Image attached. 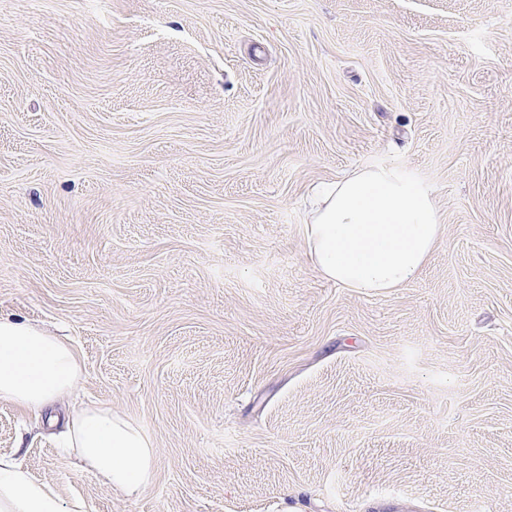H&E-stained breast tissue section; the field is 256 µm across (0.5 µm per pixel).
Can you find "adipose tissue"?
I'll return each instance as SVG.
<instances>
[{
  "label": "adipose tissue",
  "instance_id": "ef3b65f1",
  "mask_svg": "<svg viewBox=\"0 0 512 512\" xmlns=\"http://www.w3.org/2000/svg\"><path fill=\"white\" fill-rule=\"evenodd\" d=\"M442 235L431 188L410 172L376 166L325 184L305 226L309 254L327 281L384 295L413 280ZM82 365L69 343L27 322L0 318V401L30 410L69 394ZM68 447L112 488L136 496L155 476L151 438L102 407L80 409ZM0 512H68L55 488L0 459Z\"/></svg>",
  "mask_w": 512,
  "mask_h": 512
}]
</instances>
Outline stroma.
Here are the masks:
<instances>
[{"mask_svg":"<svg viewBox=\"0 0 512 512\" xmlns=\"http://www.w3.org/2000/svg\"><path fill=\"white\" fill-rule=\"evenodd\" d=\"M382 164L443 234L376 296L304 226ZM0 316L80 357L0 456L84 512H512V0H0ZM85 406L150 488L60 450ZM64 436L78 459L112 488L137 496L154 481L153 442L134 421L102 407H84Z\"/></svg>","mask_w":512,"mask_h":512,"instance_id":"obj_1","label":"stroma"}]
</instances>
